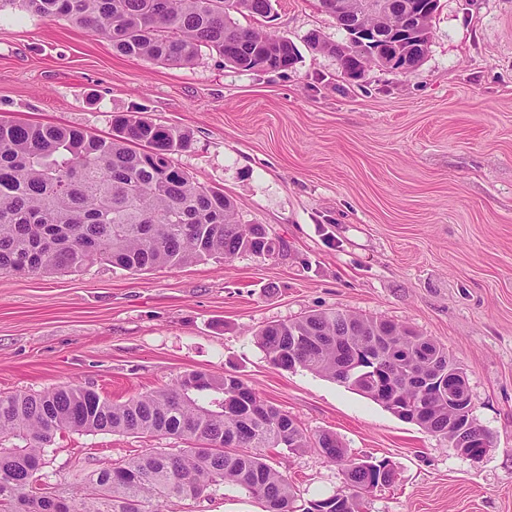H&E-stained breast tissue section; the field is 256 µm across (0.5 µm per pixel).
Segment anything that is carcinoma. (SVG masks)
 Returning a JSON list of instances; mask_svg holds the SVG:
<instances>
[{
	"instance_id": "1",
	"label": "carcinoma",
	"mask_w": 512,
	"mask_h": 512,
	"mask_svg": "<svg viewBox=\"0 0 512 512\" xmlns=\"http://www.w3.org/2000/svg\"><path fill=\"white\" fill-rule=\"evenodd\" d=\"M276 0H22L29 13L65 19L107 40L116 52L168 65L211 49L226 65L286 70L296 59L286 38L243 27L235 15L273 16ZM359 21L388 29L394 14L364 11ZM315 49L349 69L362 49L351 39ZM109 138L81 127L0 123V272H81L95 265L147 271L265 250L261 224H240L220 190L195 184L172 155L189 133L117 115ZM255 341L277 368L296 366L385 404L424 408L418 426L448 438V396L432 398L424 363L456 364L433 339L406 326L334 310L264 326ZM61 432L173 436L196 443L177 454L148 448L67 497L37 486L46 448ZM291 444L316 448L339 465L345 487L303 512H362L363 495L392 474L387 458H350L325 433L313 440L281 409L234 375L200 371L172 386L113 403L93 390L62 386L0 396V512H160L172 496L196 499L212 486H241L264 512H296L286 476L260 452Z\"/></svg>"
}]
</instances>
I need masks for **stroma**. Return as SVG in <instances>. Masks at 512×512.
Returning <instances> with one entry per match:
<instances>
[{
	"mask_svg": "<svg viewBox=\"0 0 512 512\" xmlns=\"http://www.w3.org/2000/svg\"><path fill=\"white\" fill-rule=\"evenodd\" d=\"M299 57L242 71L203 50L188 66L113 52L63 19L0 11V122L112 134L117 114L190 131L173 160L222 190L282 249L150 272L0 273V395L78 385L121 403L183 374H233L310 437L391 460L364 512H512V0H440L410 73L348 78L310 47L346 39L320 0H277L268 22ZM340 310L415 329L465 369L480 461L382 404L303 368L274 367L254 333ZM181 440L65 432L42 482L69 496L90 475ZM295 507L344 486L315 449L268 448ZM162 512H263L237 486Z\"/></svg>",
	"mask_w": 512,
	"mask_h": 512,
	"instance_id": "stroma-1",
	"label": "stroma"
}]
</instances>
